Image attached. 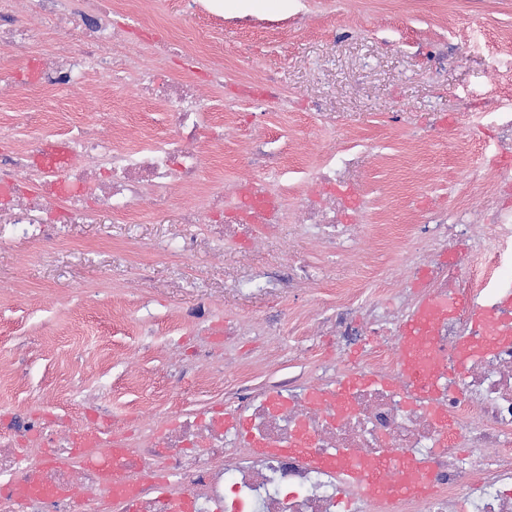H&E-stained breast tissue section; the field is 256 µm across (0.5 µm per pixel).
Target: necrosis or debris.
I'll list each match as a JSON object with an SVG mask.
<instances>
[{"instance_id":"obj_1","label":"necrosis or debris","mask_w":512,"mask_h":512,"mask_svg":"<svg viewBox=\"0 0 512 512\" xmlns=\"http://www.w3.org/2000/svg\"><path fill=\"white\" fill-rule=\"evenodd\" d=\"M73 12L69 0H26L45 30L64 35L62 53L46 52L35 76L17 82L31 100L65 96L86 88L91 78L111 84L133 67L132 97L164 105L172 129L146 146L116 150L112 135L92 127L75 139L73 160L60 169L31 164L28 153H0V215L7 227L0 240L25 235L51 240L61 224L89 222L102 209L126 217L156 206L173 186L195 182L203 165L196 144L217 128L205 122L206 102L191 81L159 77L163 56L181 52L203 58L211 48L207 32L180 34L167 22L154 26L152 49H121L122 31L113 20L118 0H86ZM497 147L485 165L493 185L479 213L467 205L429 209L389 285L402 294L400 308L356 311L339 303L320 310L315 323L343 341L364 343L360 360L319 363L310 373H286L261 388L241 383L225 390L220 406L158 414L142 410L136 436L124 441V454L111 478L86 462L88 454L112 445V414L90 403L80 414L42 405L20 412L0 407V512H74L64 487L83 483L93 492L96 512H120L112 486L140 482L139 512H165L155 482L171 495L187 494L193 512H512V206L502 203L512 190V107L489 104ZM360 152L329 148L308 174L325 203L309 197L286 211L274 184L257 177L244 187L219 185L188 208L193 229L174 249L178 258L193 252L198 227L221 212L226 233L263 234L289 222L325 239L339 254L351 248L347 228L367 221L368 202L355 195ZM455 251L453 261L435 254ZM425 267L423 294L462 298L441 318L427 345L438 366L436 387L413 399L414 380L401 370L399 336L419 297L408 293V269ZM422 294V295H423ZM480 307L495 323L499 339L483 349L481 328L471 317ZM363 382L352 390L350 376ZM244 423L224 422L225 411ZM333 456L336 468L311 464ZM431 467L428 494L404 497L385 491L366 498L349 483L343 461L366 464L391 458ZM51 488L48 496L16 499L9 486L19 477Z\"/></svg>"}]
</instances>
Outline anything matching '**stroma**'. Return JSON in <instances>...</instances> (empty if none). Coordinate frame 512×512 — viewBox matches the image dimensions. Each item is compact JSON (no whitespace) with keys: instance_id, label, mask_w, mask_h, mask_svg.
<instances>
[{"instance_id":"stroma-1","label":"stroma","mask_w":512,"mask_h":512,"mask_svg":"<svg viewBox=\"0 0 512 512\" xmlns=\"http://www.w3.org/2000/svg\"><path fill=\"white\" fill-rule=\"evenodd\" d=\"M225 21L245 16L280 21L279 29H243L221 38L214 67L261 80L274 76L296 105L267 112L209 90L228 133L201 139L208 158L196 188L232 183L252 170L249 157L265 137L287 135L289 170H313L332 130L325 115L345 126L348 143L374 150L364 168L372 237L363 254L339 256L292 224L277 237L253 243L218 236L199 241L188 260L162 257L163 247L186 229L182 212L192 194L175 190L168 203L128 219L101 211L92 224H65L54 241L0 243V405L30 410L68 395L97 400L102 373L112 381V417L132 419L147 392L168 404H203L207 394L175 385L177 360L197 348L183 318L198 299L218 320L243 323L240 336L211 339L224 354V380L264 384L286 371L335 357L336 339L313 334L315 306L336 301L395 309L399 297L385 273L400 257L405 235L431 206L479 204L462 179L483 173L492 146L488 125L476 138L457 130L470 103L512 105V73L495 58L512 57V0H223ZM211 0H135L120 16L132 41L145 39V20L161 18L186 31L209 24ZM464 58L450 55L458 40ZM97 108H29L20 96H0V148L27 151L56 127L68 141L83 125L112 132L120 149L168 129L167 115L130 100L126 87L91 83ZM28 115L14 126L11 116ZM264 175V168L253 170ZM309 263L313 279L266 288L262 276L286 254Z\"/></svg>"}]
</instances>
